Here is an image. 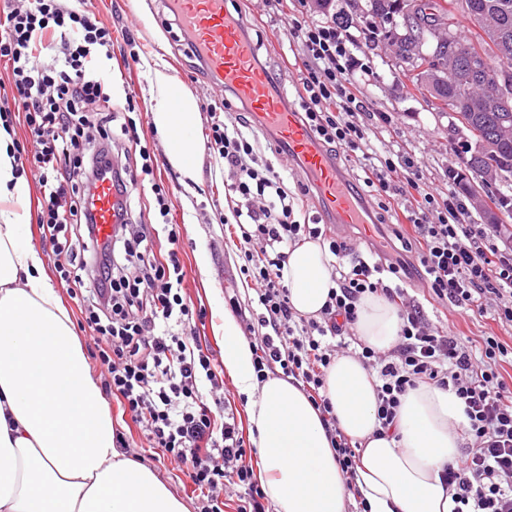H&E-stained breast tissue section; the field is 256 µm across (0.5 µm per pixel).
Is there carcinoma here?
<instances>
[{
  "label": "carcinoma",
  "instance_id": "1",
  "mask_svg": "<svg viewBox=\"0 0 512 512\" xmlns=\"http://www.w3.org/2000/svg\"><path fill=\"white\" fill-rule=\"evenodd\" d=\"M349 10L336 13V20L359 24L365 28L366 40L375 46L382 42L392 57L405 63L419 56L416 30L402 23L403 0H346ZM467 12L481 31L480 41L489 47L484 64L475 66L467 52L448 53L446 43L437 50V63L416 78L417 86L429 96L441 100L450 110H459L467 117L476 135L496 145L488 156L474 148L455 151L456 163L471 174L483 173L495 167L500 175L494 182L512 180V100L502 101L496 90L501 63L512 60V0H469ZM492 182V183H494ZM492 183L475 188L470 181H460L463 194L476 198L480 193L495 204L484 207L487 224H498L495 209L512 212V196L491 190Z\"/></svg>",
  "mask_w": 512,
  "mask_h": 512
}]
</instances>
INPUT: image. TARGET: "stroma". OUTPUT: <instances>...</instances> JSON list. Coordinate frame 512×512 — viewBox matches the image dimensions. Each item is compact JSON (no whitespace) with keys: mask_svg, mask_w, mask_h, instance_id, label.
<instances>
[{"mask_svg":"<svg viewBox=\"0 0 512 512\" xmlns=\"http://www.w3.org/2000/svg\"><path fill=\"white\" fill-rule=\"evenodd\" d=\"M231 9L244 12L250 20L249 35L256 44L262 64L273 71L284 92H292L300 76L297 65L287 61L283 48L292 35L280 19L270 18L265 0H227ZM80 7L111 26L114 37L130 34L141 48L139 62L124 64L120 53H113L112 80L128 87L135 96L134 117L142 144L158 160L155 183L170 193L172 216L180 231L178 252L184 267L183 287L193 310L203 311L202 320L192 324L196 336L216 362L224 360L222 317L230 311L231 299L248 306L253 295L239 273V239L234 227L225 226L227 203L224 196V161L218 155L201 151L195 180H187L171 167L165 153V138L154 127L152 112L157 89L154 72L166 69L179 79L186 92L197 101V136L209 132L210 109L224 104L222 88L215 86L194 63L187 45L181 41L177 24L161 0H81ZM371 69L358 78V89L364 99L386 112L391 124L376 129L375 135L384 148L400 149L423 165L429 181L444 187L448 169L453 166V152L448 144V120L427 106L420 90L403 87L401 78L390 65L387 47L369 50ZM372 224L332 226V236L346 239L355 255L370 261L384 258L405 260L410 270L420 267L417 253L403 251L400 238L409 234L410 225L401 212L376 210ZM207 257V266H200V257ZM408 296L423 300L429 319L438 326L451 327L456 335L472 342L496 336L512 340V329L501 326L490 317L469 316L448 303L428 299L423 288L406 281ZM220 411L233 414L246 447H253L251 424L246 399L231 376H224L223 385L214 394ZM112 418L129 445L128 456L154 470L162 482L187 505L189 512H198L199 500L189 479L170 460L150 448L142 427L134 423L120 405H113Z\"/></svg>","mask_w":512,"mask_h":512,"instance_id":"stroma-1","label":"stroma"}]
</instances>
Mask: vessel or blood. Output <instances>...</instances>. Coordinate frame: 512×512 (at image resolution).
I'll use <instances>...</instances> for the list:
<instances>
[{
	"mask_svg": "<svg viewBox=\"0 0 512 512\" xmlns=\"http://www.w3.org/2000/svg\"><path fill=\"white\" fill-rule=\"evenodd\" d=\"M163 5L188 29L209 72L250 107L261 129L278 138L281 152L314 183L325 223H370L373 204L367 193L344 174L298 115L274 95L276 78L256 61L255 45L246 34L247 17L230 10L227 0H163ZM115 201L110 182H100L94 198L99 237L112 234Z\"/></svg>",
	"mask_w": 512,
	"mask_h": 512,
	"instance_id": "obj_1",
	"label": "vessel or blood"
}]
</instances>
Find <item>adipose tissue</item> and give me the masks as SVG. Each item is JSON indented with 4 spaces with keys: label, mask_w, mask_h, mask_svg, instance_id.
Instances as JSON below:
<instances>
[{
    "label": "adipose tissue",
    "mask_w": 512,
    "mask_h": 512,
    "mask_svg": "<svg viewBox=\"0 0 512 512\" xmlns=\"http://www.w3.org/2000/svg\"><path fill=\"white\" fill-rule=\"evenodd\" d=\"M154 81L153 122L167 159L193 177L196 162L175 132L196 130L197 103L185 94L171 107L172 77L158 70ZM329 261L317 241L289 247L283 279L298 314L319 317L333 286ZM400 328L393 303L361 298L362 342L390 349ZM223 330L224 368L249 400L258 476L275 512H346L345 476L319 411L292 378L257 381L252 345L232 315ZM325 394L340 429L359 445L358 486L369 512H452L441 473L458 454L456 429L466 422L453 392L409 389L393 436L377 432L375 377L357 358L337 357L326 369ZM0 512H188L151 468L117 448L109 405L17 210H0Z\"/></svg>",
    "instance_id": "obj_1"
}]
</instances>
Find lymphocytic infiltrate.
<instances>
[{
  "label": "lymphocytic infiltrate",
  "instance_id": "lymphocytic-infiltrate-1",
  "mask_svg": "<svg viewBox=\"0 0 512 512\" xmlns=\"http://www.w3.org/2000/svg\"><path fill=\"white\" fill-rule=\"evenodd\" d=\"M290 31L303 49L295 89L303 123L354 161L380 209L402 208L416 235L430 296L512 327V230L468 223L459 192L425 181L412 156L378 148L357 118L367 106L355 76L369 71L370 60L359 56L349 26L309 18L302 9L292 15ZM113 45L111 27L63 0H32L28 8L0 12V58L10 65L15 88L12 104L0 106V124L12 128L20 116L29 128L31 147L14 149L16 171L22 175L31 167L41 173V238L60 278L81 292L85 321L98 335V359L109 372L103 393L145 426L151 447L183 466L200 492V512H223L219 495L230 486L244 491L238 512H266L234 418L215 414L202 393L207 385L219 388L222 366L195 337L173 332L189 325L192 314L183 294L179 238L168 219L169 194L155 188L150 224L137 215L133 195L138 180L153 174L156 160L139 149L134 168L112 150L117 141H135L137 132L128 113L113 108L112 79L104 73ZM252 124L243 114L215 117L205 147L229 171L224 221L239 229V271L254 282L262 308L247 326L257 379L277 367L301 383L354 495L357 447L323 394L324 371L339 352L352 349L375 373L382 432L395 427L408 389L432 383L452 390L467 418L460 454L443 472L454 512H512V384L499 371L512 351L498 337L473 346L431 323L422 306L405 296L403 266L363 259L342 266L351 245L303 221L300 193L288 189L273 160L262 155ZM105 178L117 197L118 224L102 241L90 199ZM159 230L169 243L162 255L154 252ZM304 237L328 239L336 261L335 287L317 319L293 310L281 274L288 246ZM366 294L383 295L399 308V340L390 349L350 342L357 304Z\"/></svg>",
  "mask_w": 512,
  "mask_h": 512
}]
</instances>
